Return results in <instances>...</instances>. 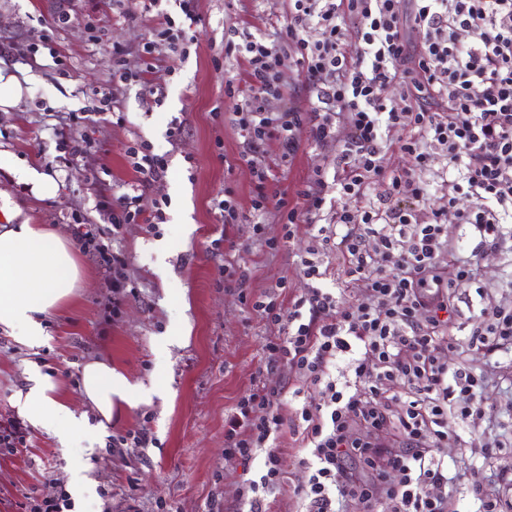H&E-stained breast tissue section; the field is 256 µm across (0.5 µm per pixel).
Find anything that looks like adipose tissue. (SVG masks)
<instances>
[{"label": "adipose tissue", "mask_w": 512, "mask_h": 512, "mask_svg": "<svg viewBox=\"0 0 512 512\" xmlns=\"http://www.w3.org/2000/svg\"><path fill=\"white\" fill-rule=\"evenodd\" d=\"M77 280L75 259L53 231L39 224L0 228V330L20 347L45 343V314L72 296ZM27 373V386L13 405L22 419L49 432L64 450L76 436L91 431L90 414L108 420L115 402L131 405L151 396L150 389L132 383L111 363L91 360L81 370L90 410L80 413L60 396L57 382L38 363H30Z\"/></svg>", "instance_id": "obj_1"}]
</instances>
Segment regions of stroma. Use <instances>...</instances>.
Masks as SVG:
<instances>
[{"mask_svg": "<svg viewBox=\"0 0 512 512\" xmlns=\"http://www.w3.org/2000/svg\"><path fill=\"white\" fill-rule=\"evenodd\" d=\"M287 0H198L196 45L182 60H160L147 75L163 86L167 98L156 105L138 80L114 77L113 47H121L131 71L142 67V50L153 37L146 12L124 13L117 0H74L59 7L54 0H0V67L29 76L19 104L0 111V150L42 174L47 188L34 193L18 182L8 166L0 167V193L8 195L19 224H45L74 247L79 225L108 228L99 208L101 196L115 199L128 190L135 173L129 146L144 141L162 156L167 173L145 190L141 205L155 200L179 203L187 221L166 208V221L155 230L125 225L116 241L129 259L135 291L119 314L107 309L110 292L95 259L76 251L80 282L73 297L47 318V343L30 351L0 331V422L15 417V393L26 385V365L36 361L59 384L76 411H85L79 382L90 360L111 361L131 382L153 388L151 399L133 405L115 403L103 431L75 438L61 450L45 430L27 427L16 452L0 447V512H26L28 502L70 490L69 469L81 458L90 467L92 486L72 497V512H237L244 483L258 478L261 459L224 457V421L252 380H281V372H264L267 334L236 292L220 281L221 260L211 242L228 235L245 253L253 272L248 298H256L287 278L289 292L306 291L296 255L309 240L306 225L279 252L255 251L251 223L223 226L214 200L225 186L236 191L243 212H250L252 175L242 157L240 130L231 116L236 101L225 95L226 78L238 72L224 56V31L247 25L263 32L283 20ZM183 131L170 139L172 120ZM89 139L86 157L70 155L62 139ZM333 150L302 143L288 169L285 187L301 188L315 167L333 169ZM512 273V254L483 252L478 281L461 285L455 299L454 332L466 341L484 304L512 302L504 280ZM485 296H478L477 286ZM450 363L486 371L482 393L493 408L483 429L512 432V361L486 366L481 351L466 346L450 354ZM148 429L150 448H116L115 436ZM280 452L288 481L272 505L273 512H298L295 494L308 473L298 467L304 456L298 437L286 435Z\"/></svg>", "mask_w": 512, "mask_h": 512, "instance_id": "35a3bbf8", "label": "stroma"}]
</instances>
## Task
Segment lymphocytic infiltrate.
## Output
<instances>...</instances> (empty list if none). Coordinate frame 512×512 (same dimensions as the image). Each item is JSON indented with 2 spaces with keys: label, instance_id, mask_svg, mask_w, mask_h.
Wrapping results in <instances>:
<instances>
[{
  "label": "lymphocytic infiltrate",
  "instance_id": "1",
  "mask_svg": "<svg viewBox=\"0 0 512 512\" xmlns=\"http://www.w3.org/2000/svg\"><path fill=\"white\" fill-rule=\"evenodd\" d=\"M288 0L286 21L274 34L233 27L224 55L240 67L224 92L238 98L232 121L246 145L253 178L254 226L279 216L281 239L259 238L279 251L298 225L311 240L297 267L310 282L289 297L287 279L247 301L269 334L265 366L286 380L255 381L224 421V452L244 460L263 455L259 479L240 494L247 512H269L270 498L288 479L279 443L301 435L308 472L297 490L305 512H372L387 498L391 512H455L444 447L461 436L449 413L475 424L491 416L482 401L485 376L450 366L447 352L461 342L452 315L459 282L476 278L474 256H462L445 222L453 216L480 250L512 243V0ZM183 23L159 14L147 57H185L200 19L197 0H180ZM291 52L304 74L305 104L289 94L281 54ZM397 87L400 105L385 95ZM280 108L270 111V101ZM398 141H389L391 131ZM332 147L340 166L315 168L295 196L277 187L302 136ZM409 168L386 169L390 148ZM137 174L113 205V234L124 225L155 226L162 207L144 213L142 193L166 173L163 157L129 147ZM443 157L453 177L448 207L431 212L426 174ZM386 183L379 205L365 204L372 186ZM469 198L458 207L459 197ZM77 242L95 258L120 307L132 281L129 260L87 225ZM337 261L358 296L328 288L326 261ZM471 346L496 362L512 354V305L482 308ZM346 359L350 379L330 372ZM321 390L318 404L302 399L290 378ZM393 435V447L379 444Z\"/></svg>",
  "mask_w": 512,
  "mask_h": 512
}]
</instances>
